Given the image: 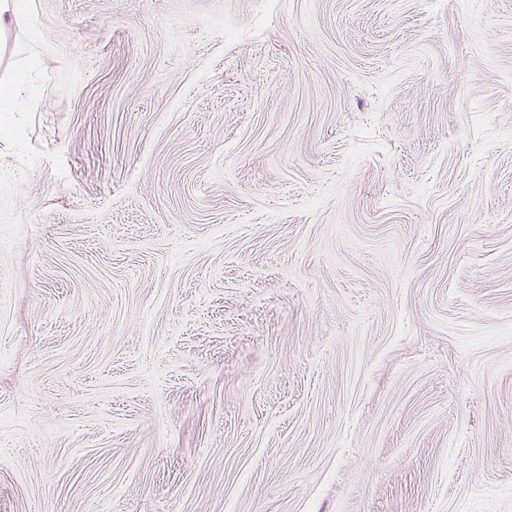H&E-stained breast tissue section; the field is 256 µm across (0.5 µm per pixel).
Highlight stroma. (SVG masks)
Wrapping results in <instances>:
<instances>
[{"instance_id": "stroma-1", "label": "stroma", "mask_w": 512, "mask_h": 512, "mask_svg": "<svg viewBox=\"0 0 512 512\" xmlns=\"http://www.w3.org/2000/svg\"><path fill=\"white\" fill-rule=\"evenodd\" d=\"M15 81L0 512H512V0H27Z\"/></svg>"}]
</instances>
